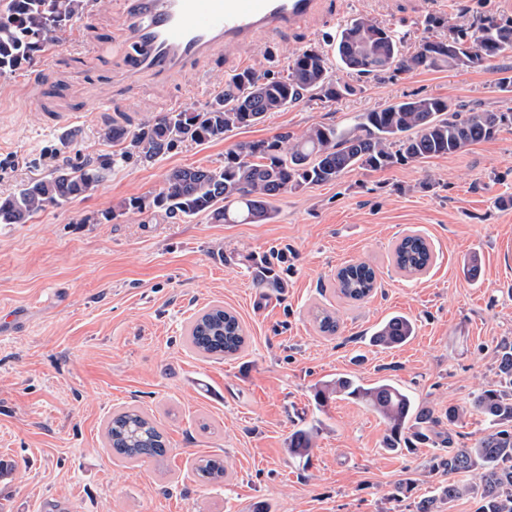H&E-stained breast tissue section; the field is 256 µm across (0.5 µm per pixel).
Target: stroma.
<instances>
[{
    "instance_id": "stroma-1",
    "label": "stroma",
    "mask_w": 512,
    "mask_h": 512,
    "mask_svg": "<svg viewBox=\"0 0 512 512\" xmlns=\"http://www.w3.org/2000/svg\"><path fill=\"white\" fill-rule=\"evenodd\" d=\"M315 24L220 49L196 69L165 80L128 77L110 49L125 39V0H95L79 22L0 89V193L50 174L63 159L112 153L111 124L134 131L146 120L209 101L243 68L277 73L292 53L366 15L414 49L432 16L462 23L478 15L512 19V0H327ZM496 59L469 71L445 68L382 79L334 69L360 85L336 102L306 100L272 112L224 139L184 142L149 163L112 169L90 195L0 224V512H410L394 499L406 476L413 493L432 491L425 471L438 449L384 448L386 425L364 404L332 400L317 409L315 387L346 375L388 379L437 415L464 407L496 379V346L512 339V126L464 152L420 164L353 170L336 182L281 195L266 224L179 221L147 211L112 216L117 202L152 197L178 167L223 164L237 143L314 124H351L356 115L415 96L512 110L499 91ZM111 100L108 112L87 103ZM418 232L434 263L408 276L391 262L395 244ZM481 264L467 277L470 256ZM267 260L283 289L257 287ZM365 261L378 288L362 302L340 298L334 276ZM237 314L244 351L209 361L184 343L204 307ZM335 312L336 334L321 333L318 309ZM401 314L415 326L405 345L371 342ZM134 406L160 423L161 462L135 465L105 446L112 413ZM316 428L309 459L286 453L291 433ZM220 456L226 476L206 483L199 459Z\"/></svg>"
}]
</instances>
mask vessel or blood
<instances>
[{
	"label": "vessel or blood",
	"instance_id": "obj_1",
	"mask_svg": "<svg viewBox=\"0 0 512 512\" xmlns=\"http://www.w3.org/2000/svg\"><path fill=\"white\" fill-rule=\"evenodd\" d=\"M319 0H126L128 69L167 78L227 44L301 24Z\"/></svg>",
	"mask_w": 512,
	"mask_h": 512
}]
</instances>
